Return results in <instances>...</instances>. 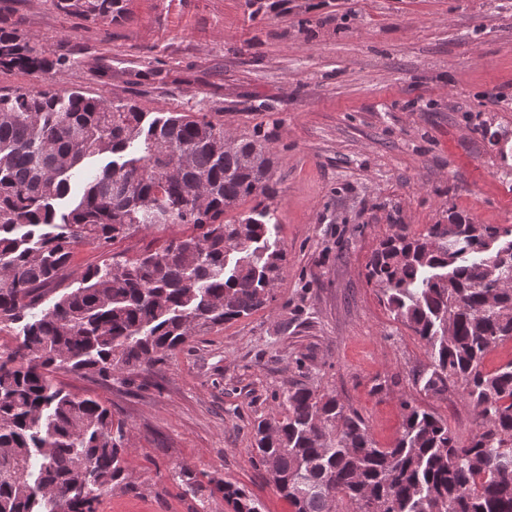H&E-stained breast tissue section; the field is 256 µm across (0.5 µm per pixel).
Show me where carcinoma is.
Masks as SVG:
<instances>
[{
    "mask_svg": "<svg viewBox=\"0 0 512 512\" xmlns=\"http://www.w3.org/2000/svg\"><path fill=\"white\" fill-rule=\"evenodd\" d=\"M125 0H55L63 13L113 22ZM51 59L17 29L0 26V70L48 72ZM138 145V154L128 152ZM107 162L80 199L57 210L74 171ZM272 159L260 136L224 150V126L189 114L147 119L130 102L80 91H0V512H52L43 490L67 495V512H99L103 495L134 486L126 424L92 397L54 383L58 371L131 385L196 333L248 316L273 300L286 256L277 225L224 212L272 198ZM158 224H192L161 254L89 267L66 284L76 246L104 249ZM512 228L457 212L416 235L396 224L366 263L379 300L428 353L414 384L434 396L460 381L476 415L466 441L438 414L402 401V431L383 448L333 393L296 385L258 422L255 461L294 512H512V360L484 369L512 339ZM183 494L199 474L173 469ZM233 512H262L236 484L209 480Z\"/></svg>",
    "mask_w": 512,
    "mask_h": 512,
    "instance_id": "cac0c4a2",
    "label": "carcinoma"
}]
</instances>
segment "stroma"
Returning <instances> with one entry per match:
<instances>
[{"label":"stroma","mask_w":512,"mask_h":512,"mask_svg":"<svg viewBox=\"0 0 512 512\" xmlns=\"http://www.w3.org/2000/svg\"><path fill=\"white\" fill-rule=\"evenodd\" d=\"M0 21L65 65L0 71V89L73 90L141 111L206 117L265 136L268 206L287 265L269 306L190 338L135 384L73 371L57 386L125 422L135 489L100 512H195L169 479L187 465L293 512L250 452L254 422L293 384L336 392L389 446L402 400L467 438L461 384L413 386L425 347L380 303L368 258L393 225L420 233L457 212L512 228V0H127L108 23L53 0H0ZM165 224L75 248L74 274L193 235Z\"/></svg>","instance_id":"35a3bbf8"}]
</instances>
